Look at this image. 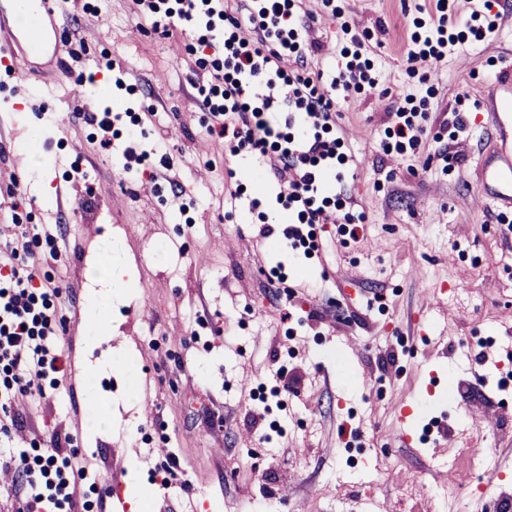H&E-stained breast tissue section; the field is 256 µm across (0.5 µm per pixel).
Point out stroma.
Wrapping results in <instances>:
<instances>
[{"instance_id": "35a3bbf8", "label": "stroma", "mask_w": 512, "mask_h": 512, "mask_svg": "<svg viewBox=\"0 0 512 512\" xmlns=\"http://www.w3.org/2000/svg\"><path fill=\"white\" fill-rule=\"evenodd\" d=\"M311 38L320 44L308 73L343 64L342 22L367 32L388 97L338 99L336 129L353 164L328 193H347L364 216L358 239L343 225L321 224L318 255L294 252L285 225L264 236L261 215L281 190L266 180V199L234 175L231 156L206 134L211 115L195 82L224 65V22L167 33L141 15L135 0H63L58 24L71 52L64 67L18 75L0 61V241L26 232L23 265L62 293L47 313L68 358L65 374L45 371L43 400L20 399L0 414V451H23L38 468L56 434H70L92 458L96 478L82 487L79 512H131L124 497L131 468L149 493L147 512H408L402 489H439L440 512H499L482 498L484 472L447 468L461 429L475 433L473 456H494L512 477V385L495 367L512 347V238L479 204L473 170L490 145L467 130L445 164L424 141L394 156L381 142L387 110L419 83L407 60L410 23L430 0H304ZM342 18H335L333 9ZM490 39L466 44L436 63L438 81L424 96L427 124L438 127L457 102L483 100L499 70L512 63V0ZM211 46L199 45L204 32ZM106 82L86 101L79 76ZM122 114L112 152L99 149L97 124L85 114ZM154 111L128 144L129 117ZM35 135L53 169L55 191L41 203L15 159L22 132ZM134 146L141 163L123 152ZM121 238L137 272L134 297L110 306L109 341L82 332L94 243ZM60 260H50L51 251ZM493 340L490 360L471 351ZM126 347L133 375L84 376L86 363ZM303 373L300 396L262 402L250 391L272 362ZM137 385L129 423L93 415L89 395L107 397ZM416 405L412 442L400 438L393 407ZM277 424L259 442L254 423ZM177 456L169 489L159 484ZM272 466L269 484L251 466Z\"/></svg>"}]
</instances>
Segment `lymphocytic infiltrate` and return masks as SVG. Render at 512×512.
I'll return each mask as SVG.
<instances>
[{"instance_id":"lymphocytic-infiltrate-1","label":"lymphocytic infiltrate","mask_w":512,"mask_h":512,"mask_svg":"<svg viewBox=\"0 0 512 512\" xmlns=\"http://www.w3.org/2000/svg\"><path fill=\"white\" fill-rule=\"evenodd\" d=\"M433 20L417 17L410 34L407 53L410 63L442 61L456 47L470 41L485 40L503 21L492 0H479L476 8L461 12L458 0H433ZM293 0H260L246 13L225 15L224 47L228 54L222 71L211 74L207 83L197 88L200 103L210 110L212 123L207 129L211 140L221 142L231 155L248 151L268 175L284 180L288 192L284 208H297L298 223L288 230L294 246L314 249V225L343 217L350 238H357L362 215L352 213V202L344 194L335 198L318 195V184L325 162L345 166L351 154L344 140L332 133L336 123V91L375 92L380 75L364 52V43L351 37L343 47L346 63L325 77L305 76L310 55L302 32L304 20L293 10ZM282 61L277 72L280 88L287 92L290 111L283 128L270 122V99L251 94V86L265 83L263 67L270 60ZM292 69H285V62ZM222 92L223 105L211 102L215 92ZM416 95L406 94L402 105L388 113L385 151L405 154L417 150L424 137L458 139L467 129V113L455 108L438 132H429L420 121ZM23 235L0 243V361L17 372L15 392L0 397V409L9 410L17 396L41 394L38 384L45 367L62 369L64 356L54 339L55 329L37 304L38 294L59 295L58 287L37 280L35 266L18 264L26 250ZM54 451L40 470H32L25 456L0 454V472L23 478L29 492L18 512H45V496L39 490L40 478L48 477L56 461H63L79 477L88 470L75 453L65 452L61 441H54Z\"/></svg>"}]
</instances>
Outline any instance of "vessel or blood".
<instances>
[{
    "instance_id": "b4317fda",
    "label": "vessel or blood",
    "mask_w": 512,
    "mask_h": 512,
    "mask_svg": "<svg viewBox=\"0 0 512 512\" xmlns=\"http://www.w3.org/2000/svg\"><path fill=\"white\" fill-rule=\"evenodd\" d=\"M24 17L16 28L9 15ZM0 48L9 52L16 72H24L32 55H49L64 63L68 51L55 23L54 0H13L12 11L0 8ZM473 125L490 123L496 136L494 151L477 161L475 192L486 206L500 213H512V65L504 67L494 80L485 112L471 116Z\"/></svg>"
}]
</instances>
